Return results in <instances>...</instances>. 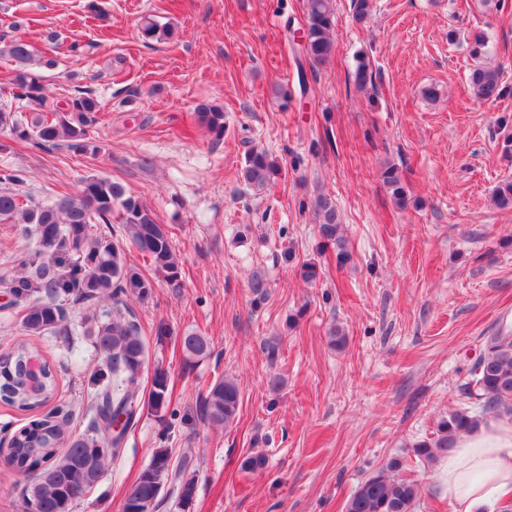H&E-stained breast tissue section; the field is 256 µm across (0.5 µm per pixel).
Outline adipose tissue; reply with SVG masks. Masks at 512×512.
<instances>
[{
  "mask_svg": "<svg viewBox=\"0 0 512 512\" xmlns=\"http://www.w3.org/2000/svg\"><path fill=\"white\" fill-rule=\"evenodd\" d=\"M436 480L450 512H493L500 494L512 491V422L484 423L463 437Z\"/></svg>",
  "mask_w": 512,
  "mask_h": 512,
  "instance_id": "adipose-tissue-1",
  "label": "adipose tissue"
}]
</instances>
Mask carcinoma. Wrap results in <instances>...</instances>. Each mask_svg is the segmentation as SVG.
I'll list each match as a JSON object with an SVG mask.
<instances>
[{
	"instance_id": "1",
	"label": "carcinoma",
	"mask_w": 512,
	"mask_h": 512,
	"mask_svg": "<svg viewBox=\"0 0 512 512\" xmlns=\"http://www.w3.org/2000/svg\"><path fill=\"white\" fill-rule=\"evenodd\" d=\"M333 0H306V59L322 64L336 51L333 38ZM145 37L157 41L172 38L173 30L147 17L142 23ZM488 41L474 37L470 56L475 66L469 74L473 96L493 102L507 94L500 67L486 62ZM4 53L17 63L12 85L16 97L42 104L45 89L27 72L33 60L31 45L16 38L5 44ZM104 105L88 91H77L66 108L21 119L0 110V131L18 140H29L42 148L65 146L77 152H95L98 147L87 138L89 130L102 118ZM196 118L214 138L224 137V111L200 104ZM282 174L281 165L263 147H252L244 157L241 178L254 191L270 188ZM383 182L396 204H407V192L398 168L388 165ZM27 172L9 170L0 174V222L12 225L16 236L33 244L22 272L6 282L17 303L22 305L21 329L26 336H72L77 332L90 338L100 355V367L91 376L92 418L87 429L73 434L67 429L72 411L65 405L50 409L43 418L20 429L13 436L9 464L21 473L35 475L25 488V512H72L81 495L100 481L108 462L116 460L125 442L128 427L140 417L136 389L145 364L146 348L141 329L131 317L127 300L147 297L154 285L127 263L123 248L106 233H96L95 225L112 224L118 214L122 234L145 256L172 287L180 285L181 273L169 232L157 223L154 213L134 192L104 176L83 182L78 192L47 204L23 201L16 187L25 183ZM493 202L500 209H512V179L499 182ZM317 233L324 246L333 247L339 261L347 260V241L336 205L320 194L314 202ZM93 307V324L78 329L71 321L67 301ZM181 344L187 357L203 359L211 354L209 339L196 331H186ZM41 353L33 343L21 341L0 354V401L23 411L45 407L58 386L57 369L43 361L38 378L30 376L29 359ZM168 375L157 370L152 379L148 408L167 409ZM461 406L440 418L433 437L413 445V456L430 463L448 455L457 440L478 428L485 416L512 418V327L502 324L486 337L468 368L460 387ZM240 389L231 378L214 382L203 399L204 420L228 428L238 415ZM121 430H114L119 417ZM192 458H172L169 449H156L149 465L127 488L122 512H155L160 494L168 487L182 509L194 497L195 477L187 474ZM405 462L392 458L368 474L347 498L344 512H416L419 483L403 474Z\"/></svg>"
}]
</instances>
